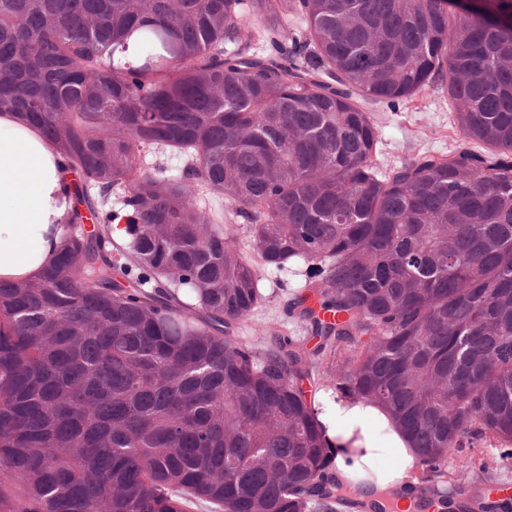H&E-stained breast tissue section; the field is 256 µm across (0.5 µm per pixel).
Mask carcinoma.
<instances>
[{
    "mask_svg": "<svg viewBox=\"0 0 512 512\" xmlns=\"http://www.w3.org/2000/svg\"><path fill=\"white\" fill-rule=\"evenodd\" d=\"M258 22L260 54L238 46ZM438 82L465 143L381 173L363 103ZM1 111L94 228L0 283V512H337L316 356L390 411L440 512L465 504L447 457L489 434L512 460V0H0ZM166 152L180 175L145 163ZM226 203L262 264L304 266L315 353L235 336L264 294ZM491 484L477 507L512 512ZM224 225L232 227L236 234V242L241 251L247 255H250L256 260L252 240L250 234L247 231V224H243L240 218H236L233 215L230 206L224 204Z\"/></svg>",
    "mask_w": 512,
    "mask_h": 512,
    "instance_id": "carcinoma-1",
    "label": "carcinoma"
}]
</instances>
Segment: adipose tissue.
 <instances>
[{"label": "adipose tissue", "instance_id": "1", "mask_svg": "<svg viewBox=\"0 0 512 512\" xmlns=\"http://www.w3.org/2000/svg\"><path fill=\"white\" fill-rule=\"evenodd\" d=\"M71 190L64 158L40 129L1 112L0 281H33L55 264L69 232ZM316 407L337 482L365 478L375 492L410 491L423 463L400 433L379 436L389 423L382 408L333 393L320 395Z\"/></svg>", "mask_w": 512, "mask_h": 512}]
</instances>
